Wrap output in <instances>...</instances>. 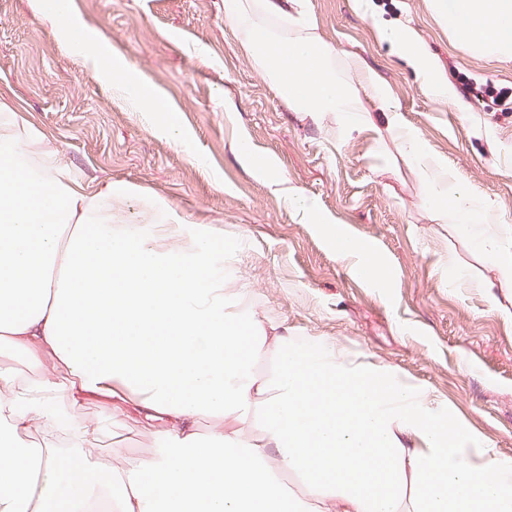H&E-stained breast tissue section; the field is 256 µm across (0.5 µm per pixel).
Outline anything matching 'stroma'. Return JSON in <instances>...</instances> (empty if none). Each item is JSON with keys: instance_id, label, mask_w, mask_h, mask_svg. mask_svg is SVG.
Returning <instances> with one entry per match:
<instances>
[{"instance_id": "35a3bbf8", "label": "stroma", "mask_w": 512, "mask_h": 512, "mask_svg": "<svg viewBox=\"0 0 512 512\" xmlns=\"http://www.w3.org/2000/svg\"><path fill=\"white\" fill-rule=\"evenodd\" d=\"M342 82L363 71L381 80L363 94L361 125L328 112H297L245 48L247 30L292 39L294 18L224 15V0H72L66 26L34 0H0V101L14 124L40 132L88 191L112 181L115 223L184 219L185 235L219 229L224 291L297 345L326 344L393 369L425 391L483 447L512 459V288L491 301L482 284L492 261L441 213L395 138L381 96L465 193L491 202L512 225V105L462 93L465 84L512 89V60L467 50L432 0H302ZM84 53L70 51L73 32ZM399 35L430 59L422 76L392 42ZM118 53L175 108L185 142L113 88L96 55ZM448 90L440 101L430 86ZM303 206L292 204V197ZM369 245L387 285L340 259L327 229ZM462 271L448 280L449 267ZM81 419L103 428L87 457L96 464L146 457L161 432L140 427L90 397Z\"/></svg>"}]
</instances>
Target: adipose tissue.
Masks as SVG:
<instances>
[{"label": "adipose tissue", "mask_w": 512, "mask_h": 512, "mask_svg": "<svg viewBox=\"0 0 512 512\" xmlns=\"http://www.w3.org/2000/svg\"><path fill=\"white\" fill-rule=\"evenodd\" d=\"M434 7L470 49L512 56V0ZM300 23L304 37L274 42L255 26L247 44L289 104L362 120L360 90L336 81L314 21ZM103 75L143 111H168L125 62ZM21 154L15 126L0 120V347L23 353L37 375L24 386L0 370V512H90L100 488L119 512H512V460L483 448L470 462L467 432L423 392L388 367L294 345L225 296L209 261L216 231L178 248L182 225L120 227L112 183L89 194L55 153L41 152L33 169ZM417 160L442 210L512 284V227L433 159ZM265 351L276 364L261 378L254 361ZM91 395L161 425L162 448L95 466L84 449L21 441L65 426L95 440L100 428L78 415ZM205 418L222 427L204 443ZM246 423L258 438H244ZM286 472L304 495L283 487Z\"/></svg>", "instance_id": "ef3b65f1"}]
</instances>
